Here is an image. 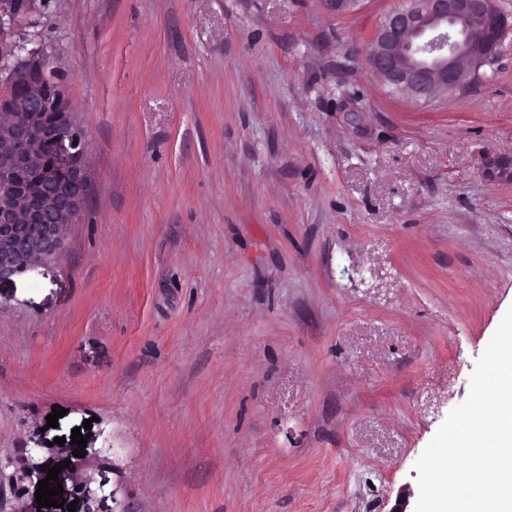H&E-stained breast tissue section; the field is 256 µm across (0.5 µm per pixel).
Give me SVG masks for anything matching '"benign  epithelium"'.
I'll list each match as a JSON object with an SVG mask.
<instances>
[{
  "label": "benign epithelium",
  "instance_id": "benign-epithelium-1",
  "mask_svg": "<svg viewBox=\"0 0 512 512\" xmlns=\"http://www.w3.org/2000/svg\"><path fill=\"white\" fill-rule=\"evenodd\" d=\"M35 11L36 0H0V69L13 82L32 86L18 115L0 127V173L25 171L35 187L31 200L0 192V279L55 259L90 191L82 163L85 135L71 107L47 94L56 68L41 40L24 32L22 21ZM510 37L512 21L496 0H403L376 26L364 62L384 85L429 103L455 90L463 71L480 76ZM45 112L51 113L47 132L30 136V117ZM48 159L51 168L45 165ZM59 171L66 177H59ZM101 453L88 448L83 458L71 459L74 494L86 499L94 495L93 478L83 471ZM65 459L63 448H32L18 480H38L44 475L41 468Z\"/></svg>",
  "mask_w": 512,
  "mask_h": 512
}]
</instances>
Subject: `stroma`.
<instances>
[{
  "mask_svg": "<svg viewBox=\"0 0 512 512\" xmlns=\"http://www.w3.org/2000/svg\"><path fill=\"white\" fill-rule=\"evenodd\" d=\"M398 0H40L88 141L59 257L0 279V512L90 422L114 512H396L512 306V45L429 103ZM63 417L49 427L53 409Z\"/></svg>",
  "mask_w": 512,
  "mask_h": 512,
  "instance_id": "obj_1",
  "label": "stroma"
}]
</instances>
